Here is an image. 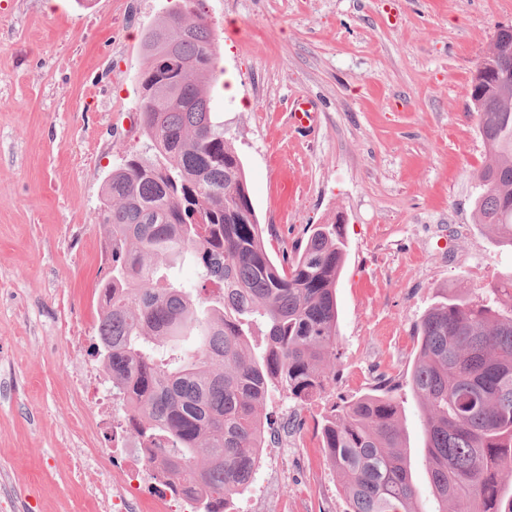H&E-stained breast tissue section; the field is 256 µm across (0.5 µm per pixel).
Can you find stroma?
<instances>
[{
  "label": "stroma",
  "mask_w": 512,
  "mask_h": 512,
  "mask_svg": "<svg viewBox=\"0 0 512 512\" xmlns=\"http://www.w3.org/2000/svg\"><path fill=\"white\" fill-rule=\"evenodd\" d=\"M172 0H0V512H81L112 491L77 456L118 440L84 406L76 371L100 316L112 264L101 194L121 157L144 151L136 109L144 31ZM234 91L214 93L245 169L271 255L309 225L342 222L348 251L336 297L335 386L306 405L390 376L418 488L424 411L406 385L413 328L448 288L512 277V251L475 223L474 173L489 161L469 112L470 81L512 0H206ZM318 109L314 135L288 118ZM268 434L289 443L287 473L258 480L261 512H345L320 437L295 438L267 405ZM317 109L307 97L294 99L289 107L292 125L301 131L312 132L317 127Z\"/></svg>",
  "instance_id": "obj_1"
}]
</instances>
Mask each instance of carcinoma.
Masks as SVG:
<instances>
[{
	"label": "carcinoma",
	"mask_w": 512,
	"mask_h": 512,
	"mask_svg": "<svg viewBox=\"0 0 512 512\" xmlns=\"http://www.w3.org/2000/svg\"><path fill=\"white\" fill-rule=\"evenodd\" d=\"M204 2L178 0L143 38L137 111L147 145L105 181L112 268L92 355L149 463L171 459L159 469L164 485L205 512H226L227 496L249 486L267 401L303 406L336 380L347 245L338 220L311 225L293 254L268 253L242 160L212 118L223 69ZM165 48L174 63L161 67ZM486 57L498 73L470 88L490 157L473 216L512 248V26L497 30ZM184 263L198 282L178 277ZM416 335L410 386L426 407L434 512L450 503L454 512H512V279L443 293ZM396 390L381 378L317 423L347 512H416Z\"/></svg>",
	"instance_id": "cac0c4a2"
}]
</instances>
